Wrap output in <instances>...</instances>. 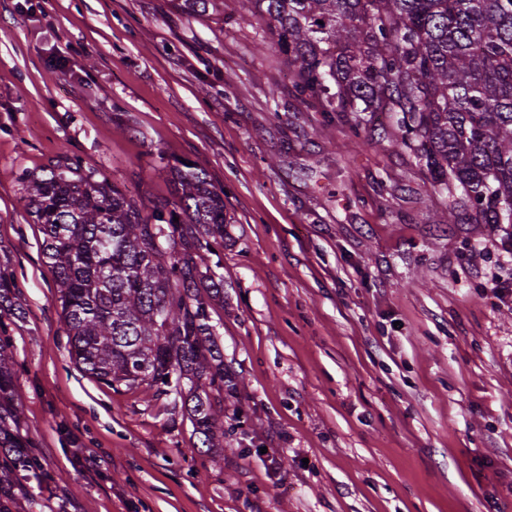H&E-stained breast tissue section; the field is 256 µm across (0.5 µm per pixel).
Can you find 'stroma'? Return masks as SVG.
I'll return each instance as SVG.
<instances>
[{
  "mask_svg": "<svg viewBox=\"0 0 512 512\" xmlns=\"http://www.w3.org/2000/svg\"><path fill=\"white\" fill-rule=\"evenodd\" d=\"M249 0H0V264L15 401L50 476L27 512H512V236L295 95ZM145 206L189 160L224 192V463L166 396L72 362L21 177L62 152ZM96 457L89 466L88 457Z\"/></svg>",
  "mask_w": 512,
  "mask_h": 512,
  "instance_id": "35a3bbf8",
  "label": "stroma"
}]
</instances>
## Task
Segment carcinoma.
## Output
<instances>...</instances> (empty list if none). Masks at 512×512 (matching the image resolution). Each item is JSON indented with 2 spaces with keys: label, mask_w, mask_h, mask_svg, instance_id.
<instances>
[{
  "label": "carcinoma",
  "mask_w": 512,
  "mask_h": 512,
  "mask_svg": "<svg viewBox=\"0 0 512 512\" xmlns=\"http://www.w3.org/2000/svg\"><path fill=\"white\" fill-rule=\"evenodd\" d=\"M288 55L294 91L354 136L397 117L394 144L451 198L456 224L512 222V0H250ZM193 14L224 0H176ZM175 200L146 208L99 170L64 154L23 175L20 203L42 226L77 368L116 390L174 396L199 440L224 457V365L213 324L224 305V191L182 161ZM0 265V512L22 481L42 479L14 404L6 319L21 309Z\"/></svg>",
  "instance_id": "obj_1"
}]
</instances>
